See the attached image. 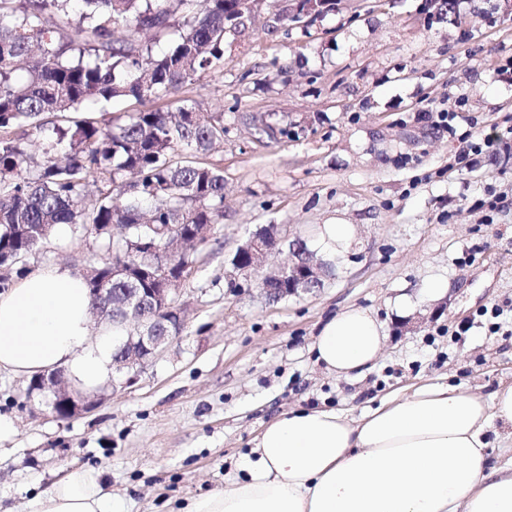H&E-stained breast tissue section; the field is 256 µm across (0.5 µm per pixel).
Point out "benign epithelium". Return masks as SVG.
<instances>
[{"mask_svg": "<svg viewBox=\"0 0 512 512\" xmlns=\"http://www.w3.org/2000/svg\"><path fill=\"white\" fill-rule=\"evenodd\" d=\"M295 8L288 9L290 17L302 20L313 17L320 0H293ZM282 243L277 225L270 227L267 236L251 235L235 251L228 273L230 280L243 275L250 280L261 276L256 289L270 301H278L301 293H310L324 285L328 271L314 253L306 249L303 240L296 236L288 241L291 259L286 266L267 267L264 265L266 255ZM164 287L150 288L147 291L132 290L112 292L109 282L104 280L100 286L92 289V317L101 323L112 320L117 312L133 323L128 330L129 336L122 342L119 352L113 359L116 370L123 373L119 380L122 388L132 386L141 370L166 345L177 338L184 326V306L179 303L180 286L185 277L163 273ZM165 313L167 325L156 323L155 314ZM45 397V404L62 408L70 417L86 412L97 405V400L88 399L76 393L64 370L58 369L47 375L33 379L27 388V397L34 395Z\"/></svg>", "mask_w": 512, "mask_h": 512, "instance_id": "1", "label": "benign epithelium"}]
</instances>
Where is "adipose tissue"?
Wrapping results in <instances>:
<instances>
[{"mask_svg":"<svg viewBox=\"0 0 512 512\" xmlns=\"http://www.w3.org/2000/svg\"><path fill=\"white\" fill-rule=\"evenodd\" d=\"M83 277L34 271L0 293V371L36 377L62 368L85 388L112 372V330L90 329ZM382 323L350 307L321 328L314 348L328 373L356 378L375 365ZM512 441V385L482 397L427 382L360 418L299 409L269 421L221 489L179 512H512V463L493 466L488 435ZM30 512H113L100 471L65 470Z\"/></svg>","mask_w":512,"mask_h":512,"instance_id":"adipose-tissue-1","label":"adipose tissue"}]
</instances>
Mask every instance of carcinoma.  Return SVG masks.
<instances>
[{"label": "carcinoma", "instance_id": "1", "mask_svg": "<svg viewBox=\"0 0 512 512\" xmlns=\"http://www.w3.org/2000/svg\"><path fill=\"white\" fill-rule=\"evenodd\" d=\"M0 0V263L28 273L27 257L58 227L94 236V265L110 288H159L163 261L192 274L196 248L148 255L172 227L213 232L224 219V173L179 160L224 140V114L202 112L182 90L224 65L233 15L246 0ZM119 29L122 38L115 37ZM170 30L178 40L162 55L142 41ZM25 68L19 81L15 72ZM144 109L109 116L115 99ZM167 101L166 108L150 104ZM94 110L100 118L86 116ZM35 136L44 155L27 152ZM103 183L90 198L89 188ZM117 184L120 195L112 196ZM128 275L112 278V265Z\"/></svg>", "mask_w": 512, "mask_h": 512}]
</instances>
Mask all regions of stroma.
<instances>
[{
    "instance_id": "1",
    "label": "stroma",
    "mask_w": 512,
    "mask_h": 512,
    "mask_svg": "<svg viewBox=\"0 0 512 512\" xmlns=\"http://www.w3.org/2000/svg\"><path fill=\"white\" fill-rule=\"evenodd\" d=\"M459 10L462 26L431 0H330L303 27L256 0L224 43L223 68L184 91L223 114L227 132L205 157L224 172V219L182 286V332L132 389L103 387L72 419L1 370L0 414L15 426L0 438L1 505L28 512L65 468L87 466L117 512H175L222 488L263 425L289 410L356 418L435 378L485 396L512 384V139L465 168L460 143L416 119L459 109L491 138L512 126V15L498 0ZM264 123L291 135L268 138ZM490 192L506 206L489 220L478 202ZM336 223L355 241L318 293L271 302L249 281L229 287L233 254L263 225L310 241ZM97 253L93 237L65 227L27 265L80 275ZM436 279L444 294L430 293ZM348 307L374 312L387 339L370 372L339 379L313 343Z\"/></svg>"
}]
</instances>
